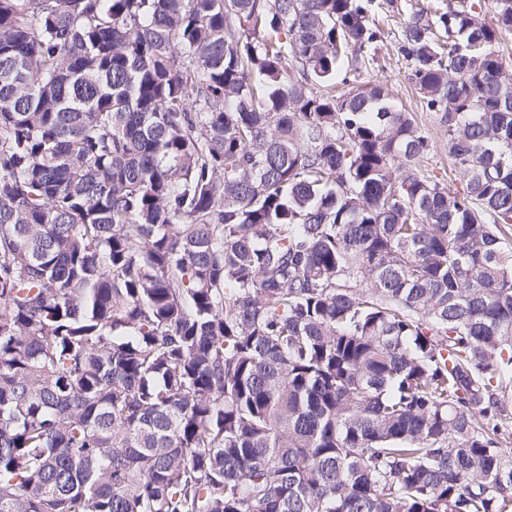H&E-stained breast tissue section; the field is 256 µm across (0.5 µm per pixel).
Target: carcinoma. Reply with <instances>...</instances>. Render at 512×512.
I'll return each mask as SVG.
<instances>
[{"mask_svg":"<svg viewBox=\"0 0 512 512\" xmlns=\"http://www.w3.org/2000/svg\"><path fill=\"white\" fill-rule=\"evenodd\" d=\"M397 8L0 0V512H512V0ZM377 59L368 68L365 81L387 85L395 100L401 102L409 112L413 113L417 124L428 135L433 145L428 159L420 162L419 169L425 172L433 170L434 173H441L439 168H444L447 171L450 185L454 188H461L462 178L454 171L451 172L452 167L448 159L444 128L434 112L422 110L407 65L401 58L399 59L393 45L389 43L381 46L377 53Z\"/></svg>","mask_w":512,"mask_h":512,"instance_id":"obj_1","label":"carcinoma"}]
</instances>
